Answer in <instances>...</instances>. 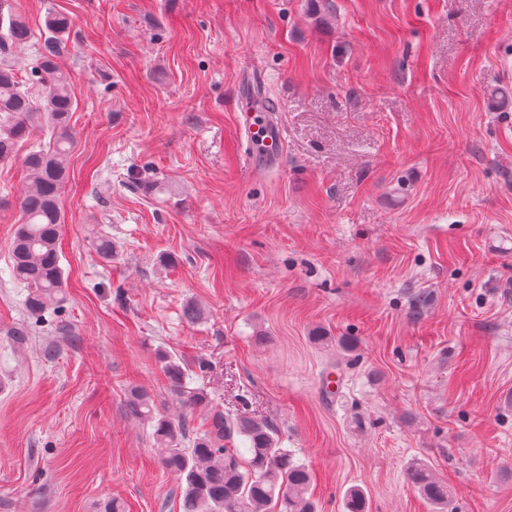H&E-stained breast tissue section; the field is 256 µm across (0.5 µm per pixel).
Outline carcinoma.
<instances>
[{
  "label": "carcinoma",
  "mask_w": 512,
  "mask_h": 512,
  "mask_svg": "<svg viewBox=\"0 0 512 512\" xmlns=\"http://www.w3.org/2000/svg\"><path fill=\"white\" fill-rule=\"evenodd\" d=\"M70 27L64 14L47 20L49 36L28 74V80L40 89L35 101L21 90L14 66L7 61L13 50L27 45L34 36L18 11L0 7V161L15 157L16 146L28 139L33 123L42 121L51 129L48 144H34L22 157L29 180L19 198L21 223L10 245L12 276L29 288L26 306L39 315L47 304L65 301L59 252L64 217L59 199L68 183L74 146L70 125L74 96L58 57L60 35ZM161 359L168 385L182 402L188 407L205 403L204 394L184 390L186 369L180 360L166 352ZM127 409L150 424L153 437L164 446V467L184 483L183 512H268L273 503L277 512H318L309 493L310 469L280 447L277 431L269 423L215 411L209 428L192 438L186 420L173 421L156 414L150 394L143 390L129 391ZM189 437L192 445L187 448L184 442ZM238 443L244 449L237 448ZM407 475L436 512H448V483L429 465L415 461ZM345 508L347 512H366L360 489L347 490Z\"/></svg>",
  "instance_id": "cac0c4a2"
}]
</instances>
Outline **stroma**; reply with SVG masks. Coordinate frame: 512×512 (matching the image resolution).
Segmentation results:
<instances>
[{
  "label": "stroma",
  "mask_w": 512,
  "mask_h": 512,
  "mask_svg": "<svg viewBox=\"0 0 512 512\" xmlns=\"http://www.w3.org/2000/svg\"><path fill=\"white\" fill-rule=\"evenodd\" d=\"M12 2L39 38L72 19L76 146L49 316L9 268L46 127L0 162V512H182L133 387L200 431L274 425L320 512L353 486L431 512L417 460L448 512H512V0ZM250 70L285 137L261 170ZM162 350L207 405L182 411ZM407 475L410 483L437 512L448 511L451 502L448 483L437 477L429 465L415 461L408 468Z\"/></svg>",
  "instance_id": "35a3bbf8"
}]
</instances>
